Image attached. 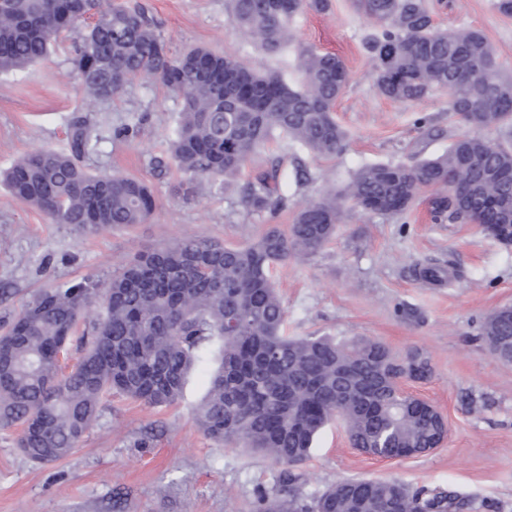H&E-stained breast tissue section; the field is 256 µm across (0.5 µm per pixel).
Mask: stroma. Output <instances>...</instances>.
<instances>
[{
  "mask_svg": "<svg viewBox=\"0 0 512 512\" xmlns=\"http://www.w3.org/2000/svg\"><path fill=\"white\" fill-rule=\"evenodd\" d=\"M141 2L175 54L200 46L259 71L276 70L291 82L298 49L340 56L352 75L335 105L345 147L313 158L280 136L227 184L198 180L194 199L184 200L181 174L168 152L180 99L137 78L121 97L92 102L73 72L71 47L85 27L76 22L47 59L0 73V173L26 153L67 150L68 125L81 115L92 135L84 165L144 181L155 209L149 223L87 235L52 223L0 181V332L42 289L82 278L108 281L137 252L187 235L246 245L270 222L292 223L306 200L340 188L359 168L433 158L470 132L448 115L446 95L403 105L377 93L364 47L373 26L348 0H330L326 12L297 16L293 47L276 56L229 23L227 0ZM429 4L441 28L482 30L502 70L512 74V16L498 12L494 0ZM421 116L432 117V134L417 128ZM126 126L134 127L133 136H119ZM160 158L162 171L155 167ZM271 172L292 199L288 210L274 219L246 212L241 188ZM427 262L455 270L456 278L443 286L418 280L413 267ZM274 278L288 310L289 335L377 340L400 355L426 352L432 377L402 389L448 421L438 448L401 461L360 454L344 426L330 422L300 467L301 494L347 478L398 479L456 489L492 503L493 512H512V363L477 338L489 314L512 304V244L474 224L432 223L423 194L401 216L352 211L319 252L278 266ZM208 382L207 369L192 372L181 399L167 407L106 396L75 450L52 463L31 462L16 446L17 430L0 429V512H251L255 489L276 486L280 468L250 449L215 442L197 427L193 411Z\"/></svg>",
  "mask_w": 512,
  "mask_h": 512,
  "instance_id": "35a3bbf8",
  "label": "stroma"
}]
</instances>
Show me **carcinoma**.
Masks as SVG:
<instances>
[{"label":"carcinoma","instance_id":"1","mask_svg":"<svg viewBox=\"0 0 512 512\" xmlns=\"http://www.w3.org/2000/svg\"><path fill=\"white\" fill-rule=\"evenodd\" d=\"M375 24L366 42L379 92L400 103L448 93V112L476 130L448 151L415 164L359 169L338 192L307 201L287 227L270 224L246 246L186 236L137 254L104 285L88 279L41 292L0 336V427L19 428L17 445L46 463L69 455L97 418L103 398L118 392L151 407L176 403L188 373L213 364L198 428L218 442L242 444L282 467L279 488L259 489L254 512H477L491 505L456 491L413 488L398 480L346 479L303 496L296 470L329 421L344 422L362 454L402 460L432 450L446 420L431 404L402 394L400 380L425 381L428 357L399 356L382 342L287 333V308L274 271L315 254L353 209L404 214L420 193L435 189L436 223L476 224L512 243V145L477 131L512 129V75L503 72L478 29L442 31L426 0H353ZM329 0H229V20L269 54L287 50L290 24ZM93 18L73 46V64L93 100L120 95L135 77L150 78L182 100L171 156L183 175V197L201 178L230 177L275 135L284 134L317 157L344 147L346 133L333 107L350 81L344 61L311 50L299 53L298 82L257 74L243 63L193 48L170 53L143 5L110 0H0V72L45 59L56 38ZM66 152L40 150L4 174L12 194L54 224L88 233L145 224L154 197L144 182L91 173L79 164L89 148L81 116L71 119ZM248 212L288 205L273 174L247 183ZM82 355L65 372L79 320ZM235 327L227 330L224 322ZM481 339L512 363V306L485 320Z\"/></svg>","mask_w":512,"mask_h":512}]
</instances>
